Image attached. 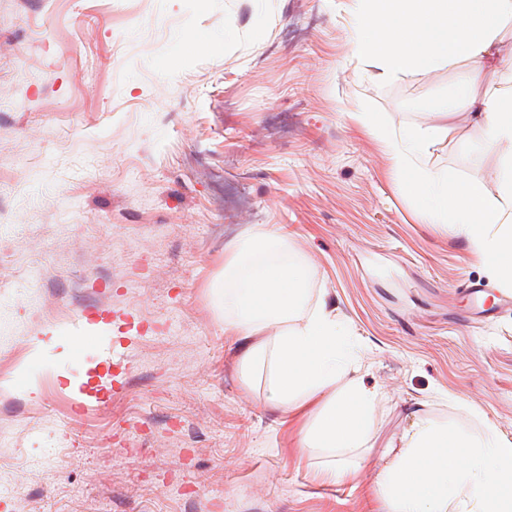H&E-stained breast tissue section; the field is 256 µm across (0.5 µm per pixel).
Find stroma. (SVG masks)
Listing matches in <instances>:
<instances>
[{"label":"stroma","mask_w":512,"mask_h":512,"mask_svg":"<svg viewBox=\"0 0 512 512\" xmlns=\"http://www.w3.org/2000/svg\"><path fill=\"white\" fill-rule=\"evenodd\" d=\"M344 2L0 0V512H387L368 491L416 409L512 440V311L472 315L497 283L349 117L427 124L459 71L365 78ZM455 124L426 167L486 177ZM258 224L384 397L355 480L317 478L316 404L270 409L224 331Z\"/></svg>","instance_id":"1"}]
</instances>
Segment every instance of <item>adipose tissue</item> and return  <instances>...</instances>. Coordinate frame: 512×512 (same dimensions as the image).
Returning a JSON list of instances; mask_svg holds the SVG:
<instances>
[{"instance_id": "1", "label": "adipose tissue", "mask_w": 512, "mask_h": 512, "mask_svg": "<svg viewBox=\"0 0 512 512\" xmlns=\"http://www.w3.org/2000/svg\"><path fill=\"white\" fill-rule=\"evenodd\" d=\"M349 11L351 54L368 63L371 80L389 83L470 61L427 126L399 134L363 108L351 118L382 145L424 222L446 225L512 288V59L499 69L484 66L501 52L512 0H349ZM459 113L481 127L492 181H459L420 165L451 136ZM287 256L288 237L279 229L259 225L237 241L224 260V330L239 342L244 376L265 373L271 408L297 411L320 401L301 446L335 453L320 479H350L383 400L359 380L360 366L325 302L308 307L305 271ZM382 459L372 492L389 512H454L457 504L463 512H512V440L492 423L474 435L420 416Z\"/></svg>"}]
</instances>
